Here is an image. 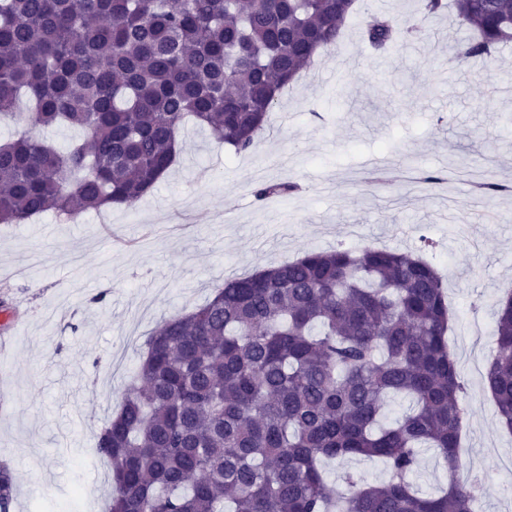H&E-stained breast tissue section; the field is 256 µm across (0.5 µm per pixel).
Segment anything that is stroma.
<instances>
[{"label": "stroma", "mask_w": 512, "mask_h": 512, "mask_svg": "<svg viewBox=\"0 0 512 512\" xmlns=\"http://www.w3.org/2000/svg\"><path fill=\"white\" fill-rule=\"evenodd\" d=\"M403 34L374 52L366 16ZM467 37L421 0H361L344 44L318 55L282 95L251 152L186 124L182 152L132 207L77 221L47 213L0 224V303L18 341L0 359V464L9 512H106L111 470L96 436L133 381L149 334L202 305L225 278L311 250L414 251L444 278L449 346L465 383L460 477L483 487L474 512H512V431L484 375L499 301L512 291V195L486 201L474 181L512 183V45L459 64ZM443 175L423 189L422 175ZM297 191L258 200L261 183Z\"/></svg>", "instance_id": "stroma-1"}]
</instances>
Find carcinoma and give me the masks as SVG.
Masks as SVG:
<instances>
[{
  "instance_id": "carcinoma-1",
  "label": "carcinoma",
  "mask_w": 512,
  "mask_h": 512,
  "mask_svg": "<svg viewBox=\"0 0 512 512\" xmlns=\"http://www.w3.org/2000/svg\"><path fill=\"white\" fill-rule=\"evenodd\" d=\"M472 33L457 59L512 43V0H454ZM358 0H0V224L49 210L68 220L151 194L186 120L236 153L254 148L280 96L318 49L336 46ZM398 23L362 28L376 49ZM77 126L65 151L41 132ZM296 189L261 185L264 200ZM493 199L512 186L477 183ZM436 270L412 252H309L231 277L196 310L162 322L119 409L97 434L109 512H473L457 479L463 384ZM486 377L512 430V296L496 319ZM408 411L383 421L387 399ZM448 467L435 494L410 481L418 450ZM381 460L380 485L320 462ZM15 486L0 465V512Z\"/></svg>"
}]
</instances>
